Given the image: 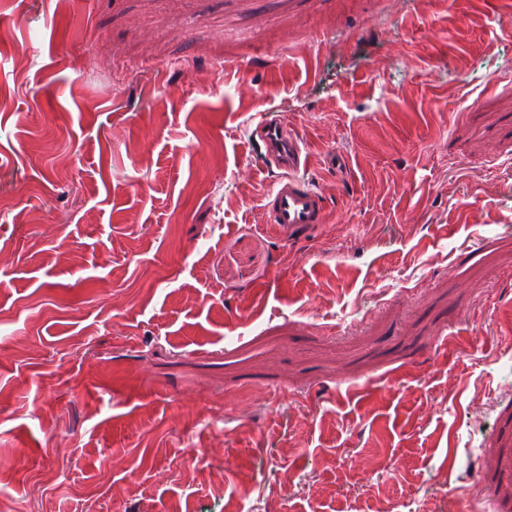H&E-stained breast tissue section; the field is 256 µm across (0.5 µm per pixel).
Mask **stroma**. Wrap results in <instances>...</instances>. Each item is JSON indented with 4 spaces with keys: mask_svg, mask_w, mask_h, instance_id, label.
<instances>
[{
    "mask_svg": "<svg viewBox=\"0 0 512 512\" xmlns=\"http://www.w3.org/2000/svg\"><path fill=\"white\" fill-rule=\"evenodd\" d=\"M511 240L512 0H0L10 512H512ZM255 140L271 165L286 170L266 196L268 223L292 236L326 220L323 194L310 181L296 173L306 166L305 144L278 116L264 118L257 127Z\"/></svg>",
    "mask_w": 512,
    "mask_h": 512,
    "instance_id": "35a3bbf8",
    "label": "stroma"
}]
</instances>
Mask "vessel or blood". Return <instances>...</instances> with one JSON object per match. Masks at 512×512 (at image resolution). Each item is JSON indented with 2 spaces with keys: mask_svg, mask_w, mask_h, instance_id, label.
Here are the masks:
<instances>
[{
  "mask_svg": "<svg viewBox=\"0 0 512 512\" xmlns=\"http://www.w3.org/2000/svg\"><path fill=\"white\" fill-rule=\"evenodd\" d=\"M256 135L267 161L284 171L266 196L269 224L291 235L324 223L326 209L321 191L298 175L307 162L303 140L291 131L285 119L276 116L264 118Z\"/></svg>",
  "mask_w": 512,
  "mask_h": 512,
  "instance_id": "vessel-or-blood-1",
  "label": "vessel or blood"
}]
</instances>
